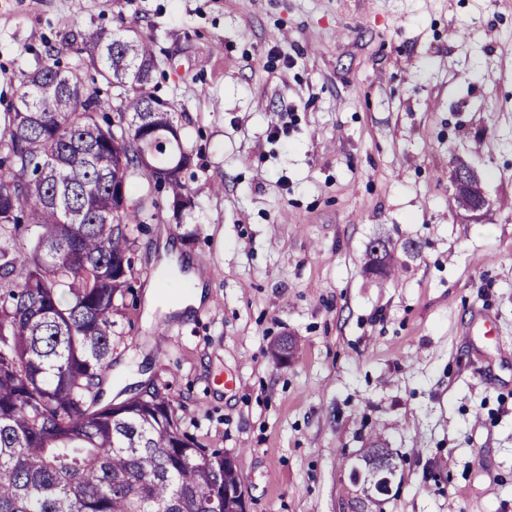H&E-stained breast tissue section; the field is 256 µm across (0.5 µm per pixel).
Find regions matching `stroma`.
I'll list each match as a JSON object with an SVG mask.
<instances>
[{
	"label": "stroma",
	"mask_w": 512,
	"mask_h": 512,
	"mask_svg": "<svg viewBox=\"0 0 512 512\" xmlns=\"http://www.w3.org/2000/svg\"><path fill=\"white\" fill-rule=\"evenodd\" d=\"M99 27L151 45L192 155L191 206L132 231L103 401L168 393L248 512H512V0H0V112ZM378 241L397 276L367 272ZM185 268L206 302L148 310ZM452 187L451 202L457 205L458 210L476 214L487 207L488 200L481 178L466 162H457L453 172ZM376 472L374 473L373 486L381 493L389 491L391 479L390 473H394L396 463L388 454H380L376 461Z\"/></svg>",
	"instance_id": "stroma-1"
}]
</instances>
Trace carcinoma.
Instances as JSON below:
<instances>
[{
	"label": "carcinoma",
	"mask_w": 512,
	"mask_h": 512,
	"mask_svg": "<svg viewBox=\"0 0 512 512\" xmlns=\"http://www.w3.org/2000/svg\"><path fill=\"white\" fill-rule=\"evenodd\" d=\"M91 47L119 89L113 113L57 62L21 73L0 113V512H238L224 497L237 467L181 431L167 393L101 404L131 225L162 191L191 202V154L151 91L150 45L100 29ZM296 350L286 338L271 352L286 363Z\"/></svg>",
	"instance_id": "1"
}]
</instances>
